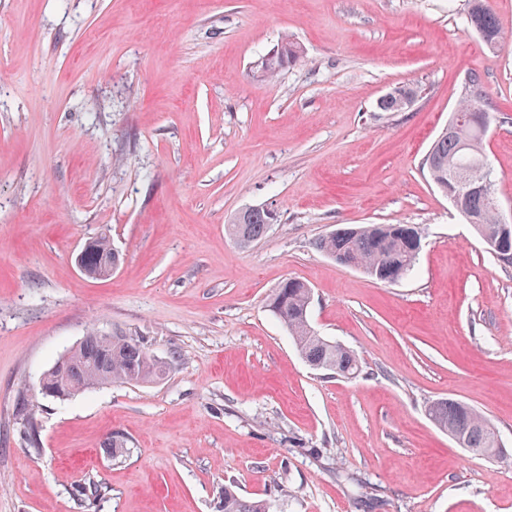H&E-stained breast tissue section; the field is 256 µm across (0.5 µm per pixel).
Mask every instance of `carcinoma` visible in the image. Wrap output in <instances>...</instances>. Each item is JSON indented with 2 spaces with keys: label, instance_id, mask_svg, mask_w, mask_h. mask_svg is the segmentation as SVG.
<instances>
[{
  "label": "carcinoma",
  "instance_id": "obj_1",
  "mask_svg": "<svg viewBox=\"0 0 512 512\" xmlns=\"http://www.w3.org/2000/svg\"><path fill=\"white\" fill-rule=\"evenodd\" d=\"M468 27L481 35L492 48L501 46V34L495 16L487 0H468L465 15ZM284 58L272 61L263 59L259 64L261 76L273 80L279 72L296 64L301 50L285 39L281 42ZM416 97L417 89L404 87L399 92L379 100L383 112H401L405 109L401 96ZM485 110L484 100L471 98L464 91L456 113L465 117ZM486 132L478 123L468 120L461 138L438 137L431 145L426 159V170L437 183L448 179V173L460 175L470 172L485 158L482 148ZM467 209L476 217V229L480 239H491L498 231L497 199L477 193L467 202ZM271 224L268 210L248 207L236 213L230 224V232L237 242L246 247L261 240ZM409 229L405 224H368L361 227H343L315 242L316 249L347 266L355 260L364 273L382 282L397 281L413 269L417 256L413 254L411 239L402 234ZM108 237L100 236L86 253L85 276L102 279L109 266L121 263V255L111 252ZM311 289L296 279L284 280L275 289L269 301L273 315L288 329L302 357L312 366L348 378L361 371L358 357L350 348L317 335L309 320ZM65 370L61 378L49 376L50 384H60L71 389L70 395L85 392L112 383H148L162 377L164 366L152 358L145 343L138 336L123 333L107 335L95 328L89 330L78 345L64 356ZM47 398L39 389L20 396V411L27 416L26 433L32 447L38 439L32 421L35 402ZM428 414L440 429L452 435L460 432L467 438V447L473 451L494 456L501 452L498 433L489 422L471 406L455 399L445 398L429 406ZM224 512H270L265 500H246L234 491L224 489Z\"/></svg>",
  "mask_w": 512,
  "mask_h": 512
}]
</instances>
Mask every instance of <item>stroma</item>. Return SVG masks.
Segmentation results:
<instances>
[{
    "label": "stroma",
    "instance_id": "35a3bbf8",
    "mask_svg": "<svg viewBox=\"0 0 512 512\" xmlns=\"http://www.w3.org/2000/svg\"><path fill=\"white\" fill-rule=\"evenodd\" d=\"M489 6L494 51L467 0H0V512H221L228 488L270 512H512V266L422 165L477 76L512 209V0ZM285 37L303 58L266 81ZM402 85L412 105L379 110ZM252 206L277 220L244 248ZM363 224L418 227L409 275L316 250ZM100 234L123 261L92 280L75 257ZM287 278L357 377L299 354L268 307ZM91 326L166 373L44 401L31 447L17 397ZM440 398L502 453L439 430ZM465 23L480 34L484 42L492 48H497L504 42V37L487 0L468 1ZM270 224L272 223L267 209L248 207L234 215L229 229L237 242L246 247L261 240ZM428 414L434 424L449 435L463 433L467 438L466 448L486 456H494L501 452L498 433L471 406L445 398L430 404Z\"/></svg>",
    "mask_w": 512,
    "mask_h": 512
}]
</instances>
